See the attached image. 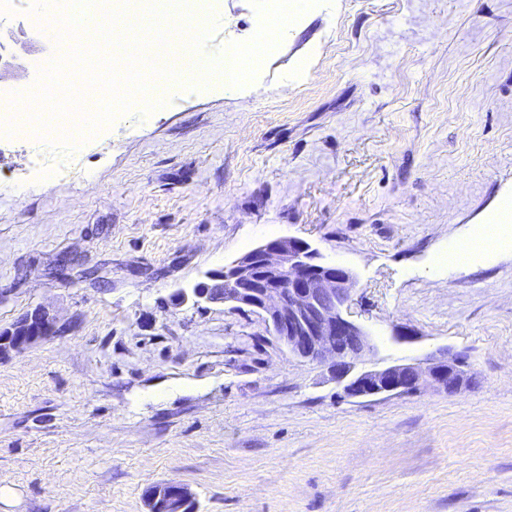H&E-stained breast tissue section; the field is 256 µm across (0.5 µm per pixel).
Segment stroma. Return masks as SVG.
<instances>
[{
	"mask_svg": "<svg viewBox=\"0 0 512 512\" xmlns=\"http://www.w3.org/2000/svg\"><path fill=\"white\" fill-rule=\"evenodd\" d=\"M210 62L250 0L191 4ZM58 43L0 14V85ZM70 178L55 170L71 154ZM512 195V0H320L242 88L119 114L79 149L0 139V512H512V243L440 263ZM307 240L356 280L367 366L466 355L472 384L338 397L249 309L169 303L264 241ZM58 331L57 321L42 307H37L28 313L27 319L21 324L12 327L8 333L2 336H12L5 340L0 339V354L15 351H23L32 342L43 339ZM160 485L152 487L147 493V501L156 504L152 512L195 511L194 497L187 487L180 483Z\"/></svg>",
	"mask_w": 512,
	"mask_h": 512,
	"instance_id": "obj_1",
	"label": "stroma"
}]
</instances>
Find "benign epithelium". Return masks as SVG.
I'll return each mask as SVG.
<instances>
[{"label":"benign epithelium","instance_id":"obj_1","mask_svg":"<svg viewBox=\"0 0 512 512\" xmlns=\"http://www.w3.org/2000/svg\"><path fill=\"white\" fill-rule=\"evenodd\" d=\"M355 285L352 271L322 261L306 240L280 237L265 241L208 273L193 288L179 289L173 304L194 302L248 308L265 318L273 335L293 355L328 365L347 398L400 396L431 386L454 393L470 381L466 357L440 349L426 365L362 367L375 345L370 334L347 314ZM58 331L57 321L42 307L0 339V354L23 351L32 342ZM152 512H195L192 493L180 483L149 489Z\"/></svg>","mask_w":512,"mask_h":512}]
</instances>
